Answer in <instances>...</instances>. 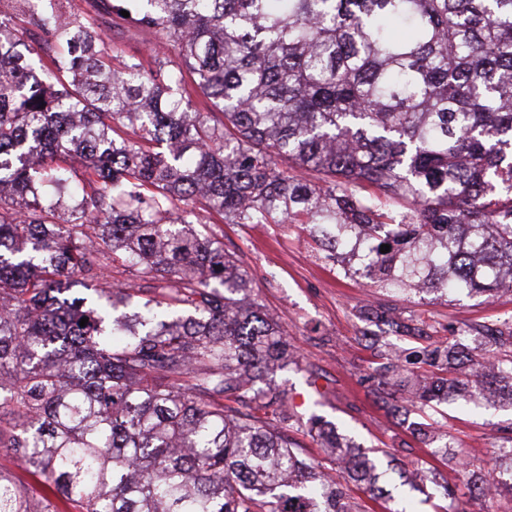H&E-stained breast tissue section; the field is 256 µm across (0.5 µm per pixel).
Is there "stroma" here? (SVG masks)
Here are the masks:
<instances>
[{"mask_svg": "<svg viewBox=\"0 0 512 512\" xmlns=\"http://www.w3.org/2000/svg\"><path fill=\"white\" fill-rule=\"evenodd\" d=\"M56 8L95 12L104 46L123 59L143 63L166 61L179 66V52L157 31L119 24L108 0H54ZM201 219L252 278L254 295L263 310L292 337L300 363L274 369L271 384L287 388V432L300 445L305 459L317 463L321 450L307 431L311 415H319L363 448L385 449L382 469L419 463L433 470L440 481L466 493V472L449 468L441 456L404 427L406 403L391 406L375 394L369 376L380 361L381 350L362 339L365 307L391 310L415 329L414 336L395 332L386 338L390 347L414 351L433 342L447 341L467 324L499 327L512 323V291L493 298L448 293L392 291L348 274L347 263L328 258L308 229L299 224H230L216 213ZM437 422L469 465L486 469L492 453L512 435V411L477 410L459 401L439 404Z\"/></svg>", "mask_w": 512, "mask_h": 512, "instance_id": "stroma-1", "label": "stroma"}]
</instances>
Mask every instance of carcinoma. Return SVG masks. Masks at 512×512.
<instances>
[{"instance_id": "obj_1", "label": "carcinoma", "mask_w": 512, "mask_h": 512, "mask_svg": "<svg viewBox=\"0 0 512 512\" xmlns=\"http://www.w3.org/2000/svg\"><path fill=\"white\" fill-rule=\"evenodd\" d=\"M19 2L20 22L0 18V447L42 495L0 473V512H364L337 468L390 500L377 461L322 418L323 464L280 430L287 391L263 383L294 345L177 203L311 224L391 290L511 285L512 0H143L133 19L182 61L148 70L99 42L96 16L60 26ZM30 26L51 36L49 67L16 51ZM116 263L146 287L109 281ZM361 317L376 344L383 325L412 333ZM508 348L512 324L470 325L419 351L430 373L387 352L371 379L421 411L512 410ZM504 491L512 437L471 497Z\"/></svg>"}]
</instances>
